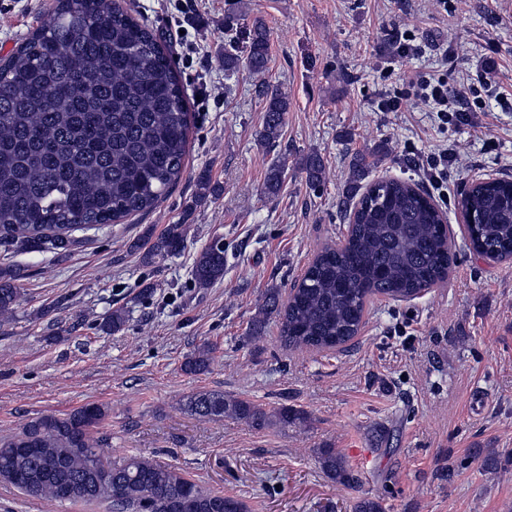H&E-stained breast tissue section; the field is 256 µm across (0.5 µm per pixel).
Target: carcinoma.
<instances>
[{"label": "carcinoma", "instance_id": "cac0c4a2", "mask_svg": "<svg viewBox=\"0 0 512 512\" xmlns=\"http://www.w3.org/2000/svg\"><path fill=\"white\" fill-rule=\"evenodd\" d=\"M266 27L250 30L246 64L264 73ZM263 137L275 140L289 100L265 88ZM188 112L184 89L167 49L118 0H57L53 12L0 66V247L64 255L75 232L144 214L170 192L184 168ZM306 178L317 186L322 161L309 155ZM285 179L270 167L265 193ZM358 198L347 234L323 246L287 299L267 290L262 312L281 320L285 347L334 349L356 337L370 300L412 298L448 278V225L429 194L399 179L354 185ZM472 249L494 260L512 258V179L471 184ZM183 224H170L145 258L161 263L181 252ZM192 275L202 287L224 278V243L196 257ZM16 266L0 268V316L21 300ZM188 407L200 418L232 416L261 427L263 408L222 393L199 392ZM105 406L88 403L61 417L41 416L0 443V480L23 494L63 503H103L113 512H246L238 499L202 489L177 471L146 458L121 467L104 460L94 431ZM324 473L354 481L334 448L318 450Z\"/></svg>", "mask_w": 512, "mask_h": 512}]
</instances>
